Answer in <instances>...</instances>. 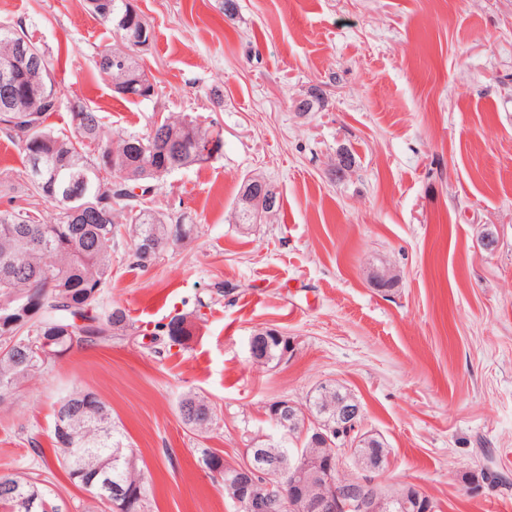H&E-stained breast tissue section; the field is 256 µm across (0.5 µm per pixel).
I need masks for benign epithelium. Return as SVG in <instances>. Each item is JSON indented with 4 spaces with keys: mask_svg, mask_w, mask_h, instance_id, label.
Segmentation results:
<instances>
[{
    "mask_svg": "<svg viewBox=\"0 0 512 512\" xmlns=\"http://www.w3.org/2000/svg\"><path fill=\"white\" fill-rule=\"evenodd\" d=\"M15 59L0 63V93L13 94L12 73ZM278 187L258 176L248 178L242 191L241 208L256 221L274 211ZM336 389V402L327 418L316 417L311 408L286 399L270 404L272 424L280 430L297 433L309 439L310 448H324L317 456L309 448L299 449L294 461L251 448L241 461L224 462L222 484L224 496L239 512H435L432 499L421 489L409 486L400 493L383 485L379 476L390 465L385 448H370L372 433L362 427V407L350 392L333 382L316 387L319 397ZM356 465L358 474L344 477L347 462ZM288 483L282 485V473ZM267 481V495L258 498L253 492L256 477Z\"/></svg>",
    "mask_w": 512,
    "mask_h": 512,
    "instance_id": "obj_1",
    "label": "benign epithelium"
}]
</instances>
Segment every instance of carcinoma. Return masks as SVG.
<instances>
[{"instance_id":"1","label":"carcinoma","mask_w":512,"mask_h":512,"mask_svg":"<svg viewBox=\"0 0 512 512\" xmlns=\"http://www.w3.org/2000/svg\"><path fill=\"white\" fill-rule=\"evenodd\" d=\"M110 28L117 43L108 44L94 61L114 90L127 100L158 95V87L142 88L145 71L138 63L143 48L130 38L154 34L148 21L131 0H104ZM35 30L19 21L0 22V62L17 56L21 45L45 55ZM120 59L123 65H112ZM15 88L24 112L11 111L0 95V128L12 135L31 176L32 158L43 161V183L29 181L32 196L50 203L57 211L53 224L39 222L36 204L20 209H0V312L33 301L32 313L15 325L0 322V405L8 403L29 379L54 365L73 347L127 335L132 328L129 311L119 304L102 310L104 288L112 281V242L127 232L133 263L146 268L170 247L191 242L197 226L170 217L147 205L155 183L169 174L164 160L172 158L178 168L207 162L195 151L201 135L222 139L212 123L189 115H170L166 123L154 124L144 134H120L107 128L98 112L75 98L79 108L71 112V129H56L49 119L59 111L54 101L62 93L51 70L31 71L22 64L15 70ZM174 136L179 151L163 145L161 134ZM108 165L107 189L100 192L96 171ZM85 182L83 215L73 219L68 210L71 185ZM141 193H134L135 189ZM36 238L41 247L30 246ZM198 307L175 313L157 326L168 340L188 345L203 318ZM181 422L192 430L206 431L216 420L211 402L189 391L178 405ZM53 440L59 463L69 480L89 493L100 486L114 490H139L136 512H149L144 475L137 465L124 431L112 421V409L95 393L74 388L54 407ZM224 457L211 448L201 449L199 465L214 472ZM16 487L10 496L0 495V512H46L31 509L28 502L55 506L63 498L46 481L27 474H0V483Z\"/></svg>"}]
</instances>
